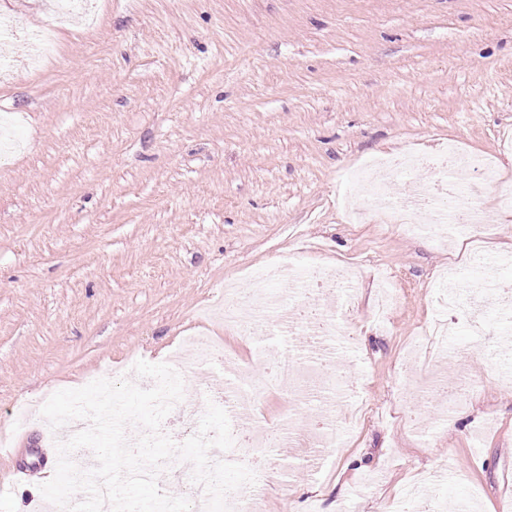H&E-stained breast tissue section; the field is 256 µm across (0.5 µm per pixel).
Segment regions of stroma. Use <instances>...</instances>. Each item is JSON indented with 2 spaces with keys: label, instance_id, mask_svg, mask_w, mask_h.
Here are the masks:
<instances>
[{
  "label": "stroma",
  "instance_id": "1",
  "mask_svg": "<svg viewBox=\"0 0 512 512\" xmlns=\"http://www.w3.org/2000/svg\"><path fill=\"white\" fill-rule=\"evenodd\" d=\"M52 0H0V424L17 403L18 463L47 454L38 409L104 369L167 361L192 331L251 380L264 365L213 315L225 285L248 295L279 257L359 275L354 352L325 365L368 406L347 419L336 396L335 447L279 448L257 474L260 512H503L512 503V234L478 235L461 256L376 220L345 174L383 154L448 142L491 153L512 133V0H92L60 24L56 53L31 62L29 38ZM493 269L482 308L496 354L457 322L407 368L408 348ZM480 382L443 420L412 375ZM260 430L319 407L269 392ZM317 453L315 466L306 458ZM38 479L0 466V512H49Z\"/></svg>",
  "mask_w": 512,
  "mask_h": 512
}]
</instances>
